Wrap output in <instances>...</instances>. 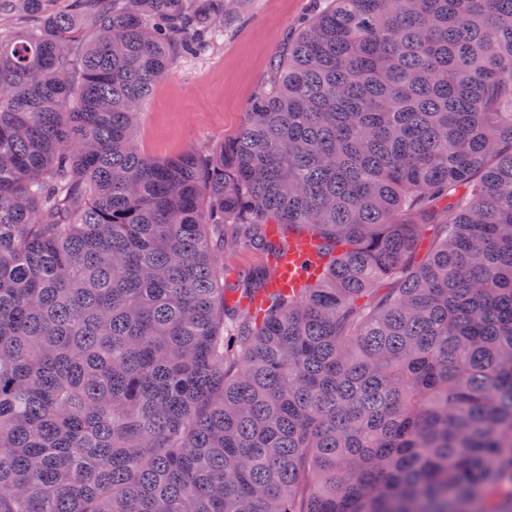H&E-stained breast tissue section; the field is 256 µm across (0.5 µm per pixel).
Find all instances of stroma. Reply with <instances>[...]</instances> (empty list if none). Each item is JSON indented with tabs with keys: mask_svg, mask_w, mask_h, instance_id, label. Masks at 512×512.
Here are the masks:
<instances>
[{
	"mask_svg": "<svg viewBox=\"0 0 512 512\" xmlns=\"http://www.w3.org/2000/svg\"><path fill=\"white\" fill-rule=\"evenodd\" d=\"M315 7L313 0H243L224 19L222 40L182 60L142 107L137 135L158 160L194 147L204 149L232 135L248 104L273 78L272 63L292 27ZM224 280L240 283L267 267V255L227 242Z\"/></svg>",
	"mask_w": 512,
	"mask_h": 512,
	"instance_id": "stroma-1",
	"label": "stroma"
}]
</instances>
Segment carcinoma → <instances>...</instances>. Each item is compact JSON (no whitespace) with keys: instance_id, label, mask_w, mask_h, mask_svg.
<instances>
[{"instance_id":"cac0c4a2","label":"carcinoma","mask_w":512,"mask_h":512,"mask_svg":"<svg viewBox=\"0 0 512 512\" xmlns=\"http://www.w3.org/2000/svg\"><path fill=\"white\" fill-rule=\"evenodd\" d=\"M56 2L0 0V512H499L512 0H324L167 160L142 106L240 0ZM230 234L321 272L226 285ZM312 245L303 242L288 252L279 263L277 271L268 285L273 289L294 288L300 276L303 275L311 261Z\"/></svg>"}]
</instances>
